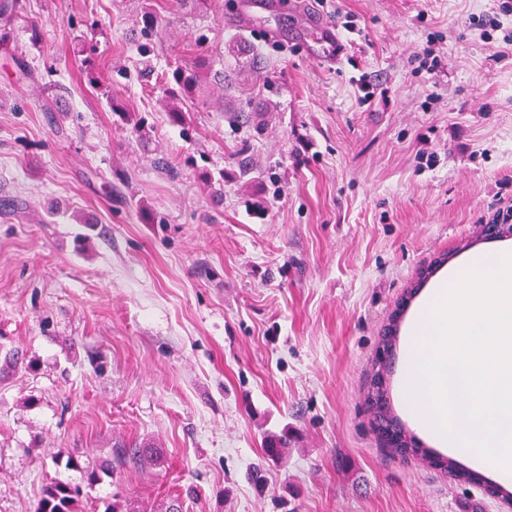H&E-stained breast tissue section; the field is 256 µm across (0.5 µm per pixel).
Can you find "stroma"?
Segmentation results:
<instances>
[{"label":"stroma","mask_w":512,"mask_h":512,"mask_svg":"<svg viewBox=\"0 0 512 512\" xmlns=\"http://www.w3.org/2000/svg\"><path fill=\"white\" fill-rule=\"evenodd\" d=\"M237 2L0 22V512L57 482L83 512H512L390 453L365 403L407 289L512 208V14L325 0L355 26L331 68L286 13L229 26ZM201 57L184 132L163 85ZM363 73L387 87L364 105Z\"/></svg>","instance_id":"stroma-1"}]
</instances>
